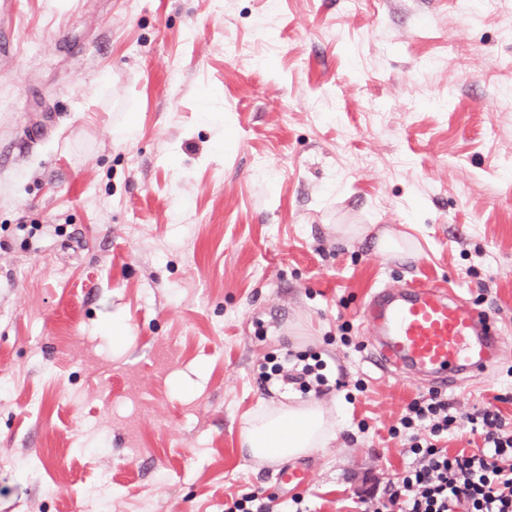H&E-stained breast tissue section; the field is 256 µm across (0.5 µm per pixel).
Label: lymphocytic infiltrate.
I'll return each mask as SVG.
<instances>
[{"instance_id": "lymphocytic-infiltrate-1", "label": "lymphocytic infiltrate", "mask_w": 512, "mask_h": 512, "mask_svg": "<svg viewBox=\"0 0 512 512\" xmlns=\"http://www.w3.org/2000/svg\"><path fill=\"white\" fill-rule=\"evenodd\" d=\"M465 422L481 443L449 456L441 441ZM400 424L428 428L429 436L413 438V465L386 497L360 499L359 512H512V429L498 412L458 416L447 395L434 390L413 400Z\"/></svg>"}]
</instances>
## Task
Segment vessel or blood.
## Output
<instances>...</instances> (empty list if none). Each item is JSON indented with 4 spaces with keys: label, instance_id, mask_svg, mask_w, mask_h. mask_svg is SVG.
I'll list each match as a JSON object with an SVG mask.
<instances>
[{
    "label": "vessel or blood",
    "instance_id": "obj_1",
    "mask_svg": "<svg viewBox=\"0 0 512 512\" xmlns=\"http://www.w3.org/2000/svg\"><path fill=\"white\" fill-rule=\"evenodd\" d=\"M363 317L376 331L374 366L426 374L445 389L461 376L486 372L503 343L491 315L433 283L415 282L398 293L374 289Z\"/></svg>",
    "mask_w": 512,
    "mask_h": 512
}]
</instances>
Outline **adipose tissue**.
I'll return each mask as SVG.
<instances>
[{
  "instance_id": "obj_1",
  "label": "adipose tissue",
  "mask_w": 512,
  "mask_h": 512,
  "mask_svg": "<svg viewBox=\"0 0 512 512\" xmlns=\"http://www.w3.org/2000/svg\"><path fill=\"white\" fill-rule=\"evenodd\" d=\"M245 435L252 456L272 463L324 447L332 428L323 408L312 404L261 412L247 422Z\"/></svg>"
}]
</instances>
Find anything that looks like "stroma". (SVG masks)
Here are the masks:
<instances>
[{"instance_id":"stroma-1","label":"stroma","mask_w":512,"mask_h":512,"mask_svg":"<svg viewBox=\"0 0 512 512\" xmlns=\"http://www.w3.org/2000/svg\"><path fill=\"white\" fill-rule=\"evenodd\" d=\"M417 281L497 320L450 398L512 425V0L0 7V512H357L429 391L370 363L363 308ZM287 357L332 389H262ZM308 402L334 436L293 488L243 427Z\"/></svg>"}]
</instances>
